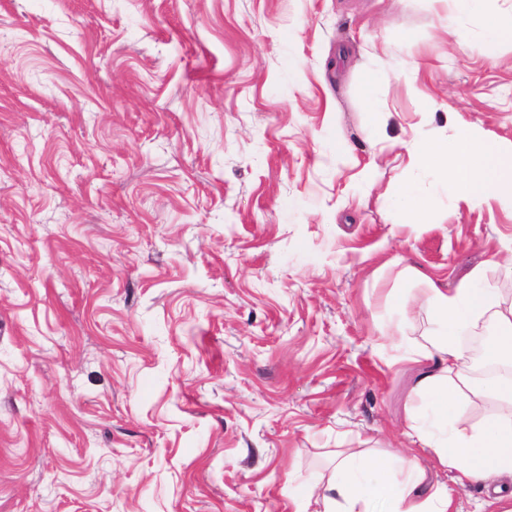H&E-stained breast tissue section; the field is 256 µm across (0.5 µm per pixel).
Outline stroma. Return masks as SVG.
Returning a JSON list of instances; mask_svg holds the SVG:
<instances>
[{
  "label": "stroma",
  "instance_id": "1",
  "mask_svg": "<svg viewBox=\"0 0 512 512\" xmlns=\"http://www.w3.org/2000/svg\"><path fill=\"white\" fill-rule=\"evenodd\" d=\"M462 123L512 142V38L442 0H0V512H297L406 449L428 282L512 304L511 207L387 198L381 139ZM390 199L400 214L402 224H430L434 211L433 199L409 182L396 185Z\"/></svg>",
  "mask_w": 512,
  "mask_h": 512
}]
</instances>
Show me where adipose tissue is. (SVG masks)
<instances>
[{
	"instance_id": "ef3b65f1",
	"label": "adipose tissue",
	"mask_w": 512,
	"mask_h": 512,
	"mask_svg": "<svg viewBox=\"0 0 512 512\" xmlns=\"http://www.w3.org/2000/svg\"><path fill=\"white\" fill-rule=\"evenodd\" d=\"M405 149L407 167L450 181L471 202L491 198L512 205V144L488 141L481 128L468 125L455 140L418 132L410 139H393ZM390 199L404 224L430 223L434 211L431 196L411 183L396 185ZM431 326L419 356L435 360L437 370L420 386L428 401V423L413 422L408 433L413 444L431 449L438 462L452 474L459 487L475 483L512 481V378L472 377L459 341L472 321L492 313L499 334L484 349L486 358L498 365L512 364V308L501 307L498 292L462 283L447 292L437 286L427 290ZM492 395L501 411L486 419L470 421L459 400L464 394ZM337 479L323 490H309L300 500L317 504L319 512H451L452 496L446 486L420 495L422 472L413 452L382 457L349 455L336 464Z\"/></svg>"
}]
</instances>
